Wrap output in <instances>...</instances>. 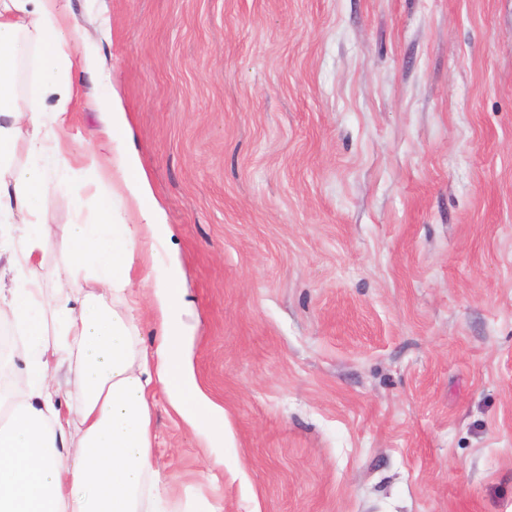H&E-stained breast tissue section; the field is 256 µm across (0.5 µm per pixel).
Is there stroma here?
Masks as SVG:
<instances>
[{"instance_id": "35a3bbf8", "label": "stroma", "mask_w": 512, "mask_h": 512, "mask_svg": "<svg viewBox=\"0 0 512 512\" xmlns=\"http://www.w3.org/2000/svg\"><path fill=\"white\" fill-rule=\"evenodd\" d=\"M66 32L112 75L232 442L211 484L159 392L157 465L224 512H512V0H70ZM75 170L44 272L97 217Z\"/></svg>"}]
</instances>
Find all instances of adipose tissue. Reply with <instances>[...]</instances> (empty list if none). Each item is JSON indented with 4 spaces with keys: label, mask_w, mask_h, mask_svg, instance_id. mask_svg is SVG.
I'll list each match as a JSON object with an SVG mask.
<instances>
[{
    "label": "adipose tissue",
    "mask_w": 512,
    "mask_h": 512,
    "mask_svg": "<svg viewBox=\"0 0 512 512\" xmlns=\"http://www.w3.org/2000/svg\"><path fill=\"white\" fill-rule=\"evenodd\" d=\"M68 8L69 0H0V248L15 260L12 286L0 290V320L16 328L9 357L25 375L13 393L18 407L0 424V512H166L175 478L152 454L154 390L203 430L209 447L228 440L223 407L205 394L186 358L176 273L153 277L155 348L143 346L129 305L139 243L165 230L144 204L150 188L136 156L84 150L101 187L98 221L69 225L61 268L43 278L32 267L51 232L47 177L71 171L80 141L69 132L73 86L62 73L99 68L92 52L72 56ZM30 39L41 47V82L55 102L36 99L16 112L18 65ZM20 140L28 159L15 166ZM117 187L137 206L139 223L115 216Z\"/></svg>",
    "instance_id": "1"
}]
</instances>
